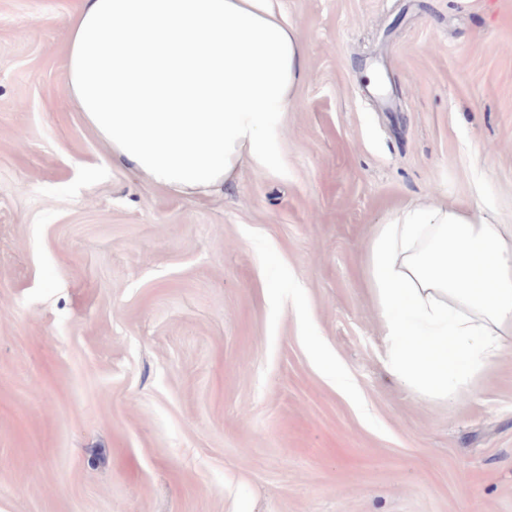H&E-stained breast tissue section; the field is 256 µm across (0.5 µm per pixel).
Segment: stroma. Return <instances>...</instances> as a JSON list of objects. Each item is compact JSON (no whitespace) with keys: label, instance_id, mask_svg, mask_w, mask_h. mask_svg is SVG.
Masks as SVG:
<instances>
[{"label":"stroma","instance_id":"stroma-1","mask_svg":"<svg viewBox=\"0 0 512 512\" xmlns=\"http://www.w3.org/2000/svg\"><path fill=\"white\" fill-rule=\"evenodd\" d=\"M75 0H0V512H512V348L471 395L384 364L376 224L512 225V0H279L278 162L185 198L103 170Z\"/></svg>","mask_w":512,"mask_h":512}]
</instances>
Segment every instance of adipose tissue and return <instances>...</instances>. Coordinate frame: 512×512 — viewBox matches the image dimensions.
<instances>
[{"label": "adipose tissue", "instance_id": "obj_1", "mask_svg": "<svg viewBox=\"0 0 512 512\" xmlns=\"http://www.w3.org/2000/svg\"><path fill=\"white\" fill-rule=\"evenodd\" d=\"M303 46L274 0H79L67 28L72 100L116 161L186 197L278 160ZM366 286L387 369L457 402L512 335V225L410 206L379 224Z\"/></svg>", "mask_w": 512, "mask_h": 512}]
</instances>
